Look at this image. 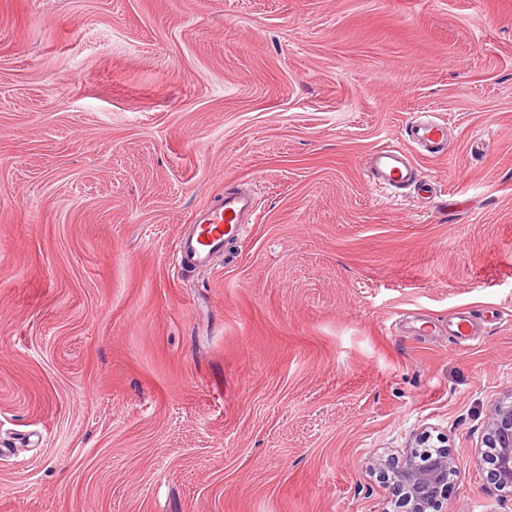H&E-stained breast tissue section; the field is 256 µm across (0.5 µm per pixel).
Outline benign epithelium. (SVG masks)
I'll use <instances>...</instances> for the list:
<instances>
[{
	"label": "benign epithelium",
	"mask_w": 512,
	"mask_h": 512,
	"mask_svg": "<svg viewBox=\"0 0 512 512\" xmlns=\"http://www.w3.org/2000/svg\"><path fill=\"white\" fill-rule=\"evenodd\" d=\"M481 462L499 489L512 495V401L498 404L488 422ZM390 473L391 489L400 512H437L456 472V459L447 448L429 449L427 440L402 461L379 462Z\"/></svg>",
	"instance_id": "obj_1"
}]
</instances>
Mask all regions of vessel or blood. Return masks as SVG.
<instances>
[{
  "label": "vessel or blood",
  "instance_id": "obj_1",
  "mask_svg": "<svg viewBox=\"0 0 512 512\" xmlns=\"http://www.w3.org/2000/svg\"><path fill=\"white\" fill-rule=\"evenodd\" d=\"M405 133L406 142L395 141L378 147L367 162L377 186L392 195L417 182L410 146L435 155L443 152L448 143L445 124L434 119L409 121ZM255 214L256 195L249 189L227 191L219 202L198 209L189 231L178 242L179 266L208 267L212 256L223 251L226 242L247 235Z\"/></svg>",
  "mask_w": 512,
  "mask_h": 512
}]
</instances>
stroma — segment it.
<instances>
[{"label": "stroma", "instance_id": "35a3bbf8", "mask_svg": "<svg viewBox=\"0 0 512 512\" xmlns=\"http://www.w3.org/2000/svg\"><path fill=\"white\" fill-rule=\"evenodd\" d=\"M242 182L252 235L176 267ZM511 395L512 0H0V512H395L424 432L439 512H512ZM405 133V140L409 144L423 148L432 156L443 152L448 144L446 126L438 120H411L406 125ZM367 168L375 184L393 196L417 183L418 172L410 160V150L399 141L375 149ZM480 462L492 483L512 495V401L498 404L488 422ZM420 441L423 450L411 451L401 462L381 460L378 465L390 472L391 489L399 512H437L456 472V459L446 447L437 449ZM444 448V449H442Z\"/></svg>", "mask_w": 512, "mask_h": 512}]
</instances>
